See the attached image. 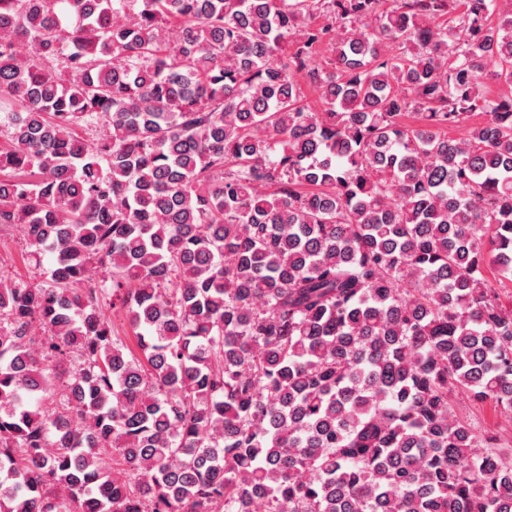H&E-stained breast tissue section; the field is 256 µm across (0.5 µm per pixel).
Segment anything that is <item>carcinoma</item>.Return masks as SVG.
Segmentation results:
<instances>
[{"label": "carcinoma", "instance_id": "1", "mask_svg": "<svg viewBox=\"0 0 512 512\" xmlns=\"http://www.w3.org/2000/svg\"><path fill=\"white\" fill-rule=\"evenodd\" d=\"M488 79L512 0H0V512H512ZM24 249L19 229H6L0 232V274L24 279L33 278L32 282L40 285L45 284L48 279V270L51 265V257L46 255L41 268L37 271L29 265L22 256ZM456 409L471 424L496 432L509 443L512 441V419L507 415L495 412L489 405L475 406L462 395L457 398Z\"/></svg>", "mask_w": 512, "mask_h": 512}]
</instances>
